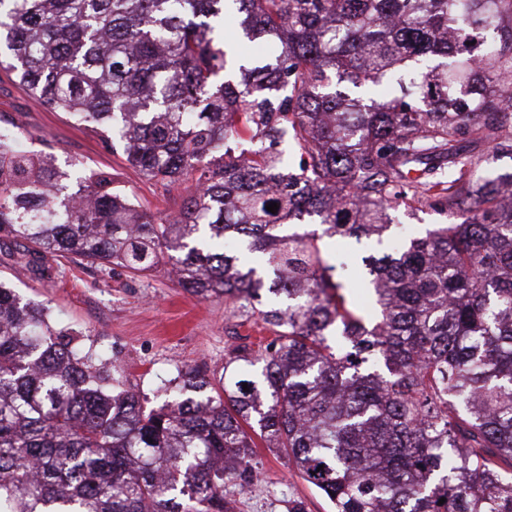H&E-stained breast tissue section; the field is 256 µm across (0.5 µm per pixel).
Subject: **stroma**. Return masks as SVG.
<instances>
[{"mask_svg":"<svg viewBox=\"0 0 512 512\" xmlns=\"http://www.w3.org/2000/svg\"><path fill=\"white\" fill-rule=\"evenodd\" d=\"M0 119L23 124L21 149L52 154L58 163L75 161L112 171L115 186L143 210L163 216L178 210L190 183L167 189L128 166L122 152L72 122L67 114L35 103L15 73L0 67ZM52 279L18 271L0 253V279L25 299L43 304L56 320L89 331L97 349L112 354L126 369L132 388L148 397V407L164 399L161 388L182 366H196L220 377L227 354L242 338L265 336L260 320L221 299L199 300L165 270L130 276L120 270L84 268L61 260ZM261 477L248 488L226 485L235 512H288L290 500L306 512H331L328 500L304 481L281 454L261 448Z\"/></svg>","mask_w":512,"mask_h":512,"instance_id":"stroma-1","label":"stroma"}]
</instances>
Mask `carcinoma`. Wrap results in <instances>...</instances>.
<instances>
[{
  "mask_svg": "<svg viewBox=\"0 0 512 512\" xmlns=\"http://www.w3.org/2000/svg\"><path fill=\"white\" fill-rule=\"evenodd\" d=\"M224 14L278 53L236 56ZM0 48L146 179L193 185L157 217L0 137L14 263L171 262L273 333L216 381L177 368L148 410L89 334L0 283V512H233L259 440L331 512H512V0H0ZM400 207L447 222L358 254L370 318L315 234L279 233L315 217L381 244Z\"/></svg>",
  "mask_w": 512,
  "mask_h": 512,
  "instance_id": "carcinoma-1",
  "label": "carcinoma"
}]
</instances>
